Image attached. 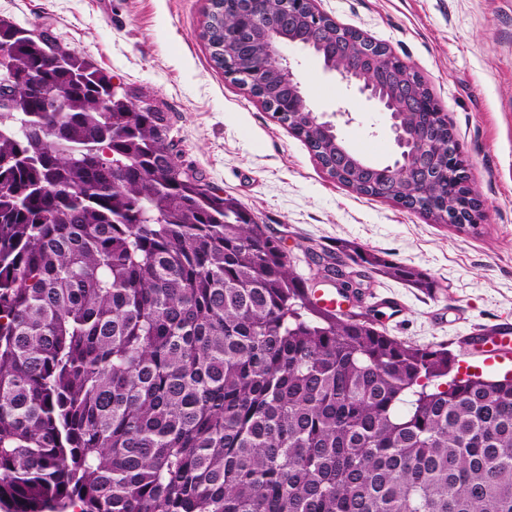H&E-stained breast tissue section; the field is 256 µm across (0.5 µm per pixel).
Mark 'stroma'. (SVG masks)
<instances>
[{
  "mask_svg": "<svg viewBox=\"0 0 512 512\" xmlns=\"http://www.w3.org/2000/svg\"><path fill=\"white\" fill-rule=\"evenodd\" d=\"M336 23L387 46L429 87L456 142L481 207L464 228L341 185L272 111L216 66L202 36L207 0H0V16L49 30L112 76L132 99L163 112L175 150L191 173L237 199L281 239L292 266L317 289L335 288L314 256L343 241L431 278L422 290L343 269L366 286L361 307L376 326L417 345H442L454 376L512 377V360L489 366L467 337L512 324V0H315ZM298 81L317 112L333 115L345 140L393 151L374 106L294 52ZM353 112V122L339 108ZM397 295L403 305L383 307Z\"/></svg>",
  "mask_w": 512,
  "mask_h": 512,
  "instance_id": "1",
  "label": "stroma"
}]
</instances>
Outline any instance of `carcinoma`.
<instances>
[{"mask_svg":"<svg viewBox=\"0 0 512 512\" xmlns=\"http://www.w3.org/2000/svg\"><path fill=\"white\" fill-rule=\"evenodd\" d=\"M224 26L250 71L257 31ZM0 66V512H512L511 378L318 308L79 52L0 18Z\"/></svg>","mask_w":512,"mask_h":512,"instance_id":"obj_1","label":"carcinoma"}]
</instances>
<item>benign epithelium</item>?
Listing matches in <instances>:
<instances>
[{
    "label": "benign epithelium",
    "mask_w": 512,
    "mask_h": 512,
    "mask_svg": "<svg viewBox=\"0 0 512 512\" xmlns=\"http://www.w3.org/2000/svg\"><path fill=\"white\" fill-rule=\"evenodd\" d=\"M312 20L318 26L334 28L332 37L320 42L303 41L291 34L297 28V18ZM217 23L207 20L203 36L208 41L214 58L224 62L222 41L213 35ZM307 51L317 57L323 71L337 76L354 93L377 106L384 115L394 144L396 154L393 160L382 165L388 173L401 171L415 176L424 190L443 185L445 189L444 208L448 209V223L462 226L475 222L480 206L469 202L472 190L461 170L459 146L449 145L448 151L439 156L434 153L430 136L419 125L409 133L402 124V116L410 113L418 116L424 112H436L434 101L421 94L414 81L398 71L401 61L386 48L365 38L361 33L336 24L329 16L317 11L314 0H288V14L266 29L265 49L261 62L256 64L254 82L245 84L253 95L258 93L264 77L273 73L288 84L291 98L288 111L308 112L312 122L319 127L324 137L336 149L330 160L320 159V163L333 176L349 177L357 169L367 165L353 158L346 147L337 126L324 119V115L314 112L300 82L297 80L285 49Z\"/></svg>",
    "instance_id": "benign-epithelium-1"
}]
</instances>
